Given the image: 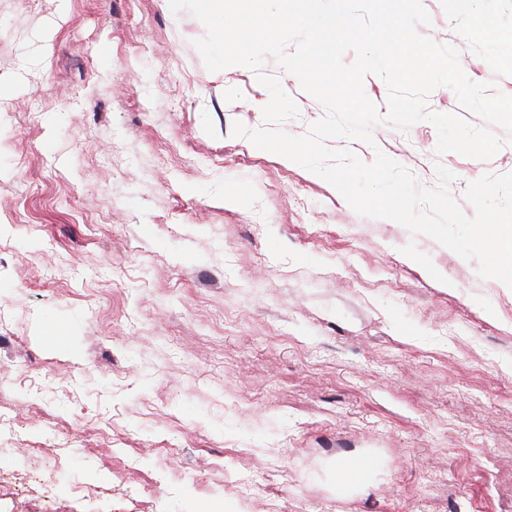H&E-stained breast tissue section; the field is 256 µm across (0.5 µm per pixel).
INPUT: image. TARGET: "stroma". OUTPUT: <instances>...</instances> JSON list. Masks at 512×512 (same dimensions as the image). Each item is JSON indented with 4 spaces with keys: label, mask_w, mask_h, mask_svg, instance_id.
<instances>
[{
    "label": "stroma",
    "mask_w": 512,
    "mask_h": 512,
    "mask_svg": "<svg viewBox=\"0 0 512 512\" xmlns=\"http://www.w3.org/2000/svg\"><path fill=\"white\" fill-rule=\"evenodd\" d=\"M421 35L512 95V0H423ZM169 0H0V512H499L512 470V288L234 136L268 91L206 68ZM304 135L325 114L267 61ZM424 187L512 173L388 121ZM53 325L56 336L45 333ZM364 464L363 481L337 469Z\"/></svg>",
    "instance_id": "obj_1"
}]
</instances>
